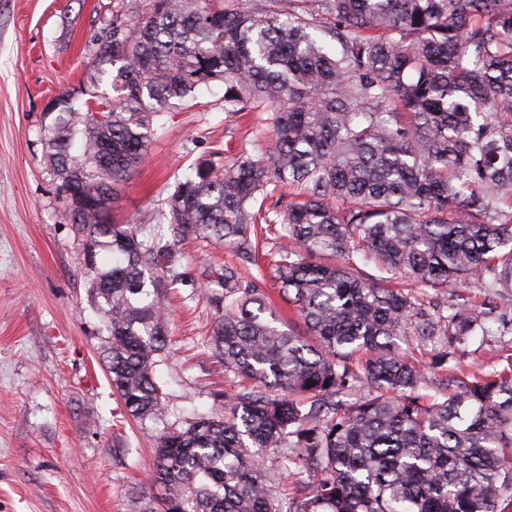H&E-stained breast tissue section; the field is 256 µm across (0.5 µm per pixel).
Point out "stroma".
I'll use <instances>...</instances> for the list:
<instances>
[{
  "instance_id": "stroma-1",
  "label": "stroma",
  "mask_w": 512,
  "mask_h": 512,
  "mask_svg": "<svg viewBox=\"0 0 512 512\" xmlns=\"http://www.w3.org/2000/svg\"><path fill=\"white\" fill-rule=\"evenodd\" d=\"M139 0H0V512H157L154 451L163 425L128 416L101 361L102 340L78 262L81 245L43 160L48 103L65 90L80 101L113 97L111 75L94 70L97 35L112 13ZM212 84L160 116L145 163L115 203L129 220L160 202L175 175L221 153L257 151L260 113L228 115ZM256 268L233 252L188 244L186 284L169 289L170 353L157 368L168 422L217 407L232 391L207 343L214 311L195 289L210 266ZM484 318L456 357L464 371L490 370L512 349V300L476 284L461 289Z\"/></svg>"
}]
</instances>
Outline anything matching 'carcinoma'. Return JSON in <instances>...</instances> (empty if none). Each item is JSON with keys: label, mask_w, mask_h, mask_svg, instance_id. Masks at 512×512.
Segmentation results:
<instances>
[{"label": "carcinoma", "mask_w": 512, "mask_h": 512, "mask_svg": "<svg viewBox=\"0 0 512 512\" xmlns=\"http://www.w3.org/2000/svg\"><path fill=\"white\" fill-rule=\"evenodd\" d=\"M107 65L118 96L63 92L41 134L94 250L80 266L128 414L169 415L157 366L187 240L254 258L256 225L274 227L271 273L306 327L235 269L207 276L208 345L251 387L158 437L162 512H509L512 356L424 400L406 346L433 344L443 366L485 327L402 284L512 296V0H142L97 39L93 68ZM213 82L225 113L266 114L264 149L205 162L161 209L117 221L154 120ZM72 184L95 204L74 207ZM280 470L300 493L277 496Z\"/></svg>", "instance_id": "1"}]
</instances>
